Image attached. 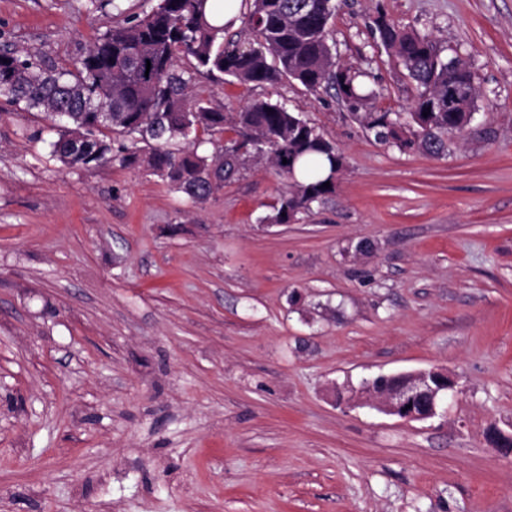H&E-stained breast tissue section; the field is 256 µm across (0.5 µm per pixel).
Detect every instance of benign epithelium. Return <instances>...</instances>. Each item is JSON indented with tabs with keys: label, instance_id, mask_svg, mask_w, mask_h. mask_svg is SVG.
Instances as JSON below:
<instances>
[{
	"label": "benign epithelium",
	"instance_id": "1",
	"mask_svg": "<svg viewBox=\"0 0 512 512\" xmlns=\"http://www.w3.org/2000/svg\"><path fill=\"white\" fill-rule=\"evenodd\" d=\"M454 388L448 373L436 368L379 378L367 383L375 399L366 404L405 421H421L434 417L444 394Z\"/></svg>",
	"mask_w": 512,
	"mask_h": 512
}]
</instances>
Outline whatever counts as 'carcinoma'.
<instances>
[{"label":"carcinoma","instance_id":"obj_1","mask_svg":"<svg viewBox=\"0 0 512 512\" xmlns=\"http://www.w3.org/2000/svg\"><path fill=\"white\" fill-rule=\"evenodd\" d=\"M335 15V0H242L248 38L226 40L224 0H157L95 38L71 65L1 50L0 99L23 103L53 123L50 154L64 166L139 163L199 203L223 189L246 162L267 155L293 179L273 218L285 224L288 209L305 211L331 192L323 183L339 168L341 155L284 103L258 99L235 114L207 106L193 92L195 75L216 71L255 84L286 78L311 92L334 89L376 141L434 157L448 151V136L464 130L466 113L476 107L473 99L448 108V83L474 84L465 63L443 56L432 37L381 18L377 39L414 83L409 116L415 129L403 136L387 114L364 111L372 93L364 91L361 72L336 62L329 43ZM182 58L193 59L190 69L179 68ZM416 112L427 113L424 122L415 120ZM228 131L235 137L225 142ZM114 134L124 142L115 144ZM179 141L187 147L172 148Z\"/></svg>","mask_w":512,"mask_h":512}]
</instances>
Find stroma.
<instances>
[{
  "label": "stroma",
  "instance_id": "obj_1",
  "mask_svg": "<svg viewBox=\"0 0 512 512\" xmlns=\"http://www.w3.org/2000/svg\"><path fill=\"white\" fill-rule=\"evenodd\" d=\"M116 10L0 0V47L74 63ZM479 90L435 158L375 141L331 91L198 75L209 106L286 102L336 143L333 189L247 166L192 202L139 166L68 169L0 100V512H512V0H336L337 61L374 112L414 87L378 17ZM442 368L436 417L364 381Z\"/></svg>",
  "mask_w": 512,
  "mask_h": 512
}]
</instances>
